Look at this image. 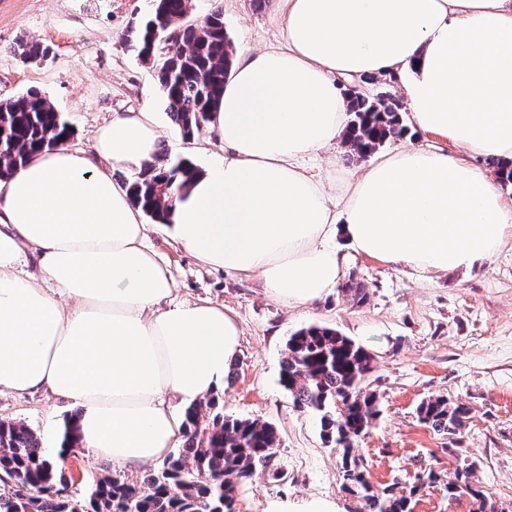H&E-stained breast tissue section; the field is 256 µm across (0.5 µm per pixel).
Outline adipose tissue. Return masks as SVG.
<instances>
[{
    "label": "adipose tissue",
    "instance_id": "1",
    "mask_svg": "<svg viewBox=\"0 0 512 512\" xmlns=\"http://www.w3.org/2000/svg\"><path fill=\"white\" fill-rule=\"evenodd\" d=\"M276 12L278 44L233 61L208 121L224 156L177 203L176 240L293 307L338 288L340 237L421 272L492 258L512 198L471 159H512V0H276ZM365 76L400 80L413 126L437 144L343 179L308 171L343 139L346 86ZM94 147L142 169L157 125L113 113ZM143 237L127 190L66 144L0 181V395L45 390L79 407L80 450L112 466L163 459L183 430L171 400L222 393L240 350L225 306L168 304L173 280Z\"/></svg>",
    "mask_w": 512,
    "mask_h": 512
}]
</instances>
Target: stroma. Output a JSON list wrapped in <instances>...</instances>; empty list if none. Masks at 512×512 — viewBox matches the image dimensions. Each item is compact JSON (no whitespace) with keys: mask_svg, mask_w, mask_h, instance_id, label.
<instances>
[{"mask_svg":"<svg viewBox=\"0 0 512 512\" xmlns=\"http://www.w3.org/2000/svg\"><path fill=\"white\" fill-rule=\"evenodd\" d=\"M217 8L236 53L277 43L274 0L260 8L253 0H192L187 21L201 23ZM149 9L148 0H0V100L39 91L71 127L69 146L92 160L96 130L113 113L140 111L153 113L169 156L188 157L200 169L223 157L210 130L181 138L155 65L124 44L126 29ZM22 39L40 43L45 56L23 61L14 51ZM144 244L171 274V302L211 301L232 311L243 336L220 403L225 413L271 423L280 437L274 472L239 482L231 512H309L314 503L326 512L361 510L342 487L339 456L317 419L280 383L289 336L311 325L336 329L374 356L365 385L380 413L357 448L376 491L410 495L412 512H477L480 494L498 512H512V232L469 273H421L352 255L348 269L364 278L366 302L355 304L337 289L309 308L288 307L267 298L257 281L204 266L165 225L147 221ZM437 396L469 409L455 438L417 418L419 403ZM75 413L43 391L0 396V421L27 425L47 447ZM451 446L477 461L470 490L453 495L443 482L459 464ZM65 467L77 491L92 476L135 482L146 472L108 467L81 452ZM429 468L438 482L420 483Z\"/></svg>","mask_w":512,"mask_h":512,"instance_id":"obj_1","label":"stroma"}]
</instances>
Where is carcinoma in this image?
Here are the masks:
<instances>
[{"mask_svg":"<svg viewBox=\"0 0 512 512\" xmlns=\"http://www.w3.org/2000/svg\"><path fill=\"white\" fill-rule=\"evenodd\" d=\"M189 9L190 0H153L149 12L124 33L125 43L145 62L155 59L160 48L156 36H173L175 49L160 59L158 83L170 118L185 137L207 125L233 56L221 9H214L201 25L184 22ZM17 52L25 61L44 56L36 42H19ZM347 94L348 157L364 158L408 131L401 117L403 105L390 92L365 94L349 88ZM69 136L67 123L38 91L0 101V180ZM190 172L192 165L185 159L150 166L130 184V202L168 223ZM343 291L358 304L367 298L366 285L355 272ZM373 369L374 357L363 346L335 329L313 325L288 339L280 382L298 407L317 415L325 442L340 453L344 488L362 502L363 512H410V498L374 490L356 454L355 444L378 414L375 394L363 387ZM468 413L464 404L444 396L428 398L417 407L421 423L448 437L460 431ZM278 445L272 424L226 415L218 410V398H207L186 409L182 446L158 468L135 483L120 476H97L78 496L70 491L66 450L55 460L28 426L0 422V512H226L238 481L259 468L275 472L269 459ZM476 464L463 459L448 474L446 489L453 494L465 488L479 500L478 512H497L495 504L469 484Z\"/></svg>","mask_w":512,"mask_h":512,"instance_id":"cac0c4a2","label":"carcinoma"}]
</instances>
